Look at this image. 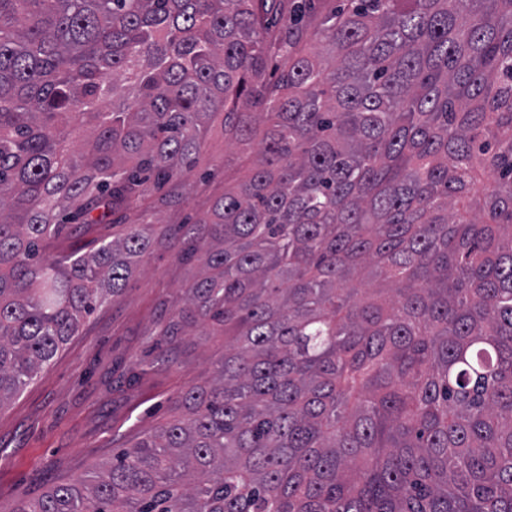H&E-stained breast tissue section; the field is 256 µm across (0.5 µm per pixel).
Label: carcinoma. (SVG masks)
Here are the masks:
<instances>
[{"instance_id": "carcinoma-1", "label": "carcinoma", "mask_w": 512, "mask_h": 512, "mask_svg": "<svg viewBox=\"0 0 512 512\" xmlns=\"http://www.w3.org/2000/svg\"><path fill=\"white\" fill-rule=\"evenodd\" d=\"M343 2L0 0V408L165 237L199 269L156 345L224 334L177 416L17 512H512V0ZM218 116L267 118L249 174L127 223ZM66 209L125 229L50 258Z\"/></svg>"}]
</instances>
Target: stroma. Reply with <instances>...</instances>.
Wrapping results in <instances>:
<instances>
[{
	"label": "stroma",
	"mask_w": 512,
	"mask_h": 512,
	"mask_svg": "<svg viewBox=\"0 0 512 512\" xmlns=\"http://www.w3.org/2000/svg\"><path fill=\"white\" fill-rule=\"evenodd\" d=\"M224 130L213 123L190 201L164 210V222H194L250 166V154L224 163ZM197 271L160 247L120 297L83 324L19 398L0 408V512H15L49 488L99 469L112 455L176 415L181 394L209 379L224 337L185 336L171 366L157 368L151 350L160 304L173 300Z\"/></svg>",
	"instance_id": "35a3bbf8"
}]
</instances>
